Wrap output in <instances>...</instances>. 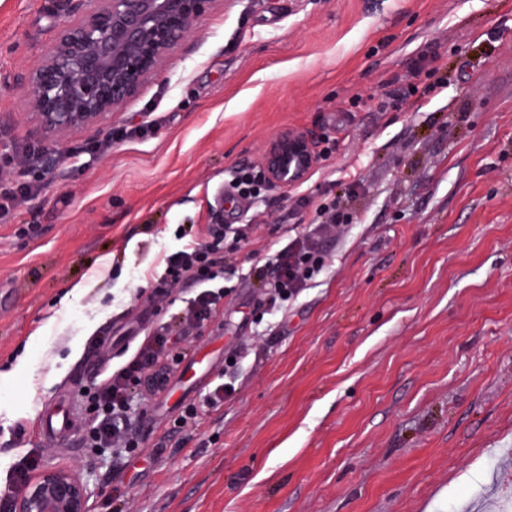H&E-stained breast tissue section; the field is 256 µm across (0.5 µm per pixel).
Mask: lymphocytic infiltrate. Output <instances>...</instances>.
Listing matches in <instances>:
<instances>
[{
	"instance_id": "1",
	"label": "lymphocytic infiltrate",
	"mask_w": 512,
	"mask_h": 512,
	"mask_svg": "<svg viewBox=\"0 0 512 512\" xmlns=\"http://www.w3.org/2000/svg\"><path fill=\"white\" fill-rule=\"evenodd\" d=\"M328 221L309 225L300 236L269 252L250 272L265 282L254 307L264 314L285 310L327 267L325 244L348 232L350 215L341 203L328 206ZM251 225L215 220L203 241H191L167 256L162 271L146 285V302L162 319L141 339L133 354L109 376L93 380L86 398L95 412L90 428L82 430L88 448H108L116 466L140 453L144 438L135 428L132 395L144 390L155 397L169 392L183 357L177 350L186 337L204 328L224 308L233 288L227 277L226 251L239 250ZM188 289L177 297L178 289Z\"/></svg>"
}]
</instances>
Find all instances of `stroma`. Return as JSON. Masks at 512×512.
Segmentation results:
<instances>
[{
    "label": "stroma",
    "instance_id": "obj_1",
    "mask_svg": "<svg viewBox=\"0 0 512 512\" xmlns=\"http://www.w3.org/2000/svg\"><path fill=\"white\" fill-rule=\"evenodd\" d=\"M61 17L59 0H0V153L10 179L42 181L0 218V481L28 455L73 471L87 512L512 507V0H224L50 167L19 82ZM425 53L433 75L412 78ZM145 121L147 138L74 165L107 129ZM286 127L317 144L305 182L221 196ZM339 197L350 229L325 272L260 325L244 281L192 337L171 396L149 400L122 472L39 435L42 403L111 370L122 344L94 353L92 339L138 316L182 238L217 217L254 225L228 258L244 272L274 245L269 224L325 222ZM247 337L235 392L208 406ZM187 403L189 437L170 431Z\"/></svg>",
    "mask_w": 512,
    "mask_h": 512
}]
</instances>
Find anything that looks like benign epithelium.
<instances>
[{"label":"benign epithelium","instance_id":"obj_1","mask_svg":"<svg viewBox=\"0 0 512 512\" xmlns=\"http://www.w3.org/2000/svg\"><path fill=\"white\" fill-rule=\"evenodd\" d=\"M223 0H65V20L25 73L26 116L42 139L62 144L98 129L158 76L188 41L198 20ZM316 162L311 137L283 128L262 166L269 183L293 188ZM87 488L73 474L47 469L15 497L11 512H86Z\"/></svg>","mask_w":512,"mask_h":512}]
</instances>
